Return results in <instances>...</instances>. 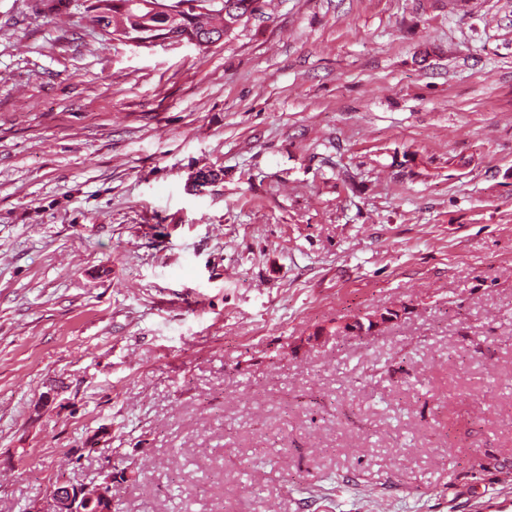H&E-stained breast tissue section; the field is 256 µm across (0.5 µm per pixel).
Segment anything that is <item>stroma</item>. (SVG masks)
Instances as JSON below:
<instances>
[{"label": "stroma", "mask_w": 512, "mask_h": 512, "mask_svg": "<svg viewBox=\"0 0 512 512\" xmlns=\"http://www.w3.org/2000/svg\"><path fill=\"white\" fill-rule=\"evenodd\" d=\"M265 2L0 0V512H512V0ZM158 5L167 6L170 8L162 9L157 4L150 1L143 0H92L87 6L85 18L89 25L99 31V34L103 37L105 44H109L114 40L120 41L122 37L133 35L138 32V28L142 25V18L145 16L141 14L131 5L137 6L143 12H150L149 16L159 10H167L172 17L179 19L181 17L180 11L184 9V5L195 3L203 4L205 10L219 11L224 14V7L228 9L232 8V3L224 4V1L228 0H208L206 3H197L201 0H154ZM236 5L232 12H226L224 16L216 15L210 12H193L192 8L185 14L182 19L177 22H170L165 12H158L151 17L150 22L156 27H166L158 29L160 33L172 32L177 36L186 35L185 40L192 35L193 40L189 44H193L196 47H208L216 42L222 41L224 36L221 38V31L225 33L226 28L229 24H238L239 18L249 13L246 18L248 21L250 18L261 14V3L264 0H232ZM178 8H171L175 6ZM148 16V17H149ZM123 26L125 31L118 33V28ZM222 29V30H221ZM141 35L135 38L128 39L126 41L135 43H149V42H164L170 41V34L156 33L154 28H147L141 31ZM203 33L204 35L212 36L216 41L212 39H206L198 34ZM221 38V39H220ZM220 39V40H219ZM398 316L397 310H387L386 312L376 311L375 314L364 316L362 318H355L349 321H343L337 325L338 333L357 334V335H373L387 322ZM368 322H371L368 328ZM114 512L115 499L112 495V467L98 483H59L50 490L46 504L34 502L27 512Z\"/></svg>", "instance_id": "stroma-1"}]
</instances>
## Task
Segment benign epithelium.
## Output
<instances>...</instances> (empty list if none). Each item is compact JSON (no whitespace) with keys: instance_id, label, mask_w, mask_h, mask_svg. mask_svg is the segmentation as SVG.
I'll return each mask as SVG.
<instances>
[{"instance_id":"7a95c632","label":"benign epithelium","mask_w":512,"mask_h":512,"mask_svg":"<svg viewBox=\"0 0 512 512\" xmlns=\"http://www.w3.org/2000/svg\"><path fill=\"white\" fill-rule=\"evenodd\" d=\"M398 316V311H377L363 319L355 318L338 325V332L357 335H373L387 322ZM27 512H116L112 495V473L104 474L98 483L65 484L52 488L46 503L34 502Z\"/></svg>"}]
</instances>
